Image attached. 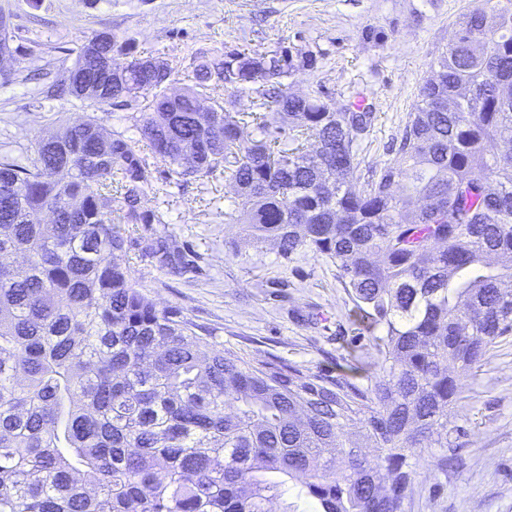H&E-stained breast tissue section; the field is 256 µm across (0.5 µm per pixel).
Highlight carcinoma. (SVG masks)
I'll use <instances>...</instances> for the list:
<instances>
[{
    "label": "carcinoma",
    "mask_w": 512,
    "mask_h": 512,
    "mask_svg": "<svg viewBox=\"0 0 512 512\" xmlns=\"http://www.w3.org/2000/svg\"><path fill=\"white\" fill-rule=\"evenodd\" d=\"M133 49L100 31L70 71L109 87L91 103L139 107L137 136L61 118L0 158V512H272L290 489L314 512H405L417 460L453 447L463 382L512 335V7L458 16L363 187L349 175L376 113L362 91L346 112L289 92L312 53L200 50L171 95V70ZM221 86L254 110L224 108ZM220 169L245 243L334 263L377 331L362 366L249 359L144 292L131 249L187 265L161 235H126L163 223L154 181Z\"/></svg>",
    "instance_id": "1"
}]
</instances>
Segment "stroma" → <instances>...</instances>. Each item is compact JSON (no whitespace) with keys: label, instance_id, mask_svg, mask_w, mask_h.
<instances>
[{"label":"stroma","instance_id":"35a3bbf8","mask_svg":"<svg viewBox=\"0 0 512 512\" xmlns=\"http://www.w3.org/2000/svg\"><path fill=\"white\" fill-rule=\"evenodd\" d=\"M477 0H0L12 16L10 34L26 55L0 64V155H25L37 135L53 130L58 113L78 121L88 102L46 98L64 84L76 50L93 32L131 40L138 54L165 59L170 91L193 85L192 54L234 48L271 51L295 46L318 59L286 84L302 94L322 87L332 108L364 91L377 120L363 136L353 182L393 162V139L415 112L419 88L437 49L454 35L457 16ZM112 129L131 124V110H96ZM237 200L223 173L159 180L145 204L159 208L157 230L183 250L190 266L174 275L131 250L130 265L159 307H176L218 328L225 348L317 371L335 370L351 334L337 323L353 307L336 267L309 254L280 259L275 248L240 246L224 211ZM461 431L453 468L424 457L405 512H512V336L492 347L467 380L455 420Z\"/></svg>","mask_w":512,"mask_h":512}]
</instances>
